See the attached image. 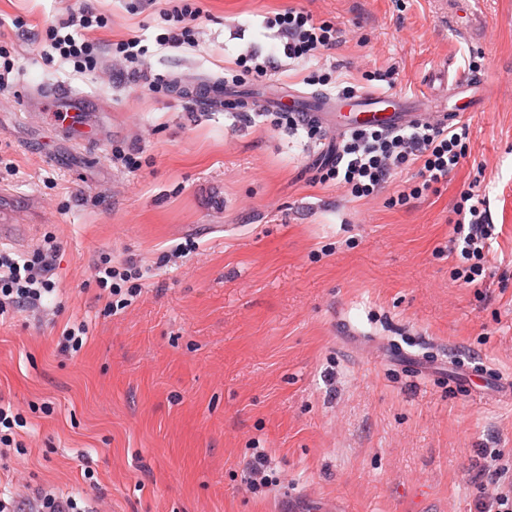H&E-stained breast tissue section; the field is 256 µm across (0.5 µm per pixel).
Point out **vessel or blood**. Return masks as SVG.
<instances>
[{
    "mask_svg": "<svg viewBox=\"0 0 512 512\" xmlns=\"http://www.w3.org/2000/svg\"><path fill=\"white\" fill-rule=\"evenodd\" d=\"M445 87L449 104L441 111L418 108L409 97L385 92H366L350 98L299 92L291 95L283 108L335 125L340 131L355 127L398 130L422 120L451 124L465 113L478 111L481 101L490 95L489 79L482 74L446 79Z\"/></svg>",
    "mask_w": 512,
    "mask_h": 512,
    "instance_id": "1",
    "label": "vessel or blood"
}]
</instances>
